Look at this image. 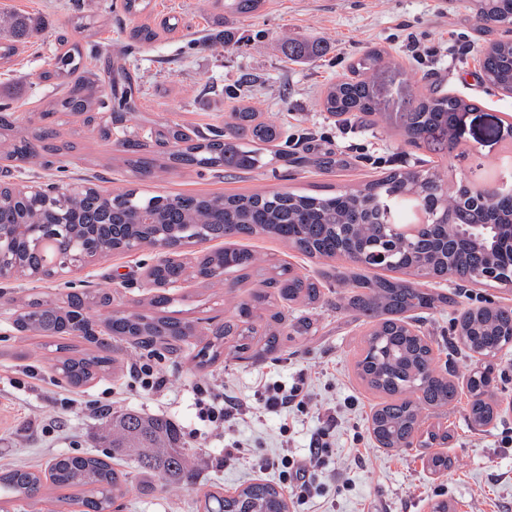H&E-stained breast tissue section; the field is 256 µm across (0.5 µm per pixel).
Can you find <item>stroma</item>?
Segmentation results:
<instances>
[{
	"instance_id": "obj_1",
	"label": "stroma",
	"mask_w": 512,
	"mask_h": 512,
	"mask_svg": "<svg viewBox=\"0 0 512 512\" xmlns=\"http://www.w3.org/2000/svg\"><path fill=\"white\" fill-rule=\"evenodd\" d=\"M0 11L28 15L41 29L12 64L0 66V107L8 106L14 119L10 138L27 135L34 113L60 93L42 74L61 35L80 43L87 55L126 67L140 98L138 114L108 139L83 116L57 114L59 139L72 143V150L49 170L17 165L0 153L2 182L87 179L105 193L135 188L172 196L273 190L321 194L421 163L438 167L452 183L479 181L497 170L512 144L501 134L512 123V96L482 82L477 48L485 37L464 0H267L252 18L217 14L210 0H151L149 10L135 17L123 13L121 0H0ZM81 16L95 20L94 37L77 28ZM168 16L178 19L176 30L160 32L148 45L132 44L133 26L155 25ZM285 32L320 36L323 56L312 63L290 61L280 47ZM371 46L401 63L411 87L476 100L477 110L461 118L454 150L435 155L405 144L395 131L346 122L324 111L326 86L342 78L351 59ZM242 86L264 118L288 133L289 153L311 157L333 151L350 160V167L327 172L313 165H279L234 174L177 167L145 179L126 168L117 145L126 132L144 136L168 118L203 131L223 126L239 103ZM237 244L305 273L326 267L325 261L269 237L241 238ZM155 260L152 250L142 249L108 256L64 279H22L0 287V466L43 468L59 453L99 452L97 434L108 413L134 409L178 426L196 478L194 484L160 492L142 481L131 459H123L130 485L121 512H200L205 491L262 480L278 484L277 470L255 469V461L276 459L284 449L305 456L324 429L330 432L331 446L312 473L317 492L305 502L289 498L290 512H432L439 500L451 503L454 512H512V365L504 366L497 382L503 409L491 424L473 429L459 406L444 418L450 433L443 447L452 462L448 470H429L417 448L378 447L368 431V417L379 397L353 371L364 327L343 311V288H332L324 302L309 307L315 335L282 339L276 358L241 361L228 351L201 370L192 360L193 347L172 351L160 344L148 352L122 342L120 374L103 375L79 389L58 383L55 340L28 337L14 328L22 302L32 293L55 298L103 289L111 293L113 308H131L152 296L141 277ZM257 286V280L229 276L216 287L192 279L172 292L168 313L196 324L210 317L223 323L231 315V300L247 298ZM458 292L457 308L432 314L424 333L439 336L457 310L485 300L512 306V292L495 284H463ZM144 362L165 377L162 391L144 392L131 378L132 367ZM302 375L311 383L305 409L285 414L259 409L260 382L290 386ZM199 386L253 405L254 412L225 423L222 432H199ZM328 413L334 423H326ZM234 442L241 446L240 458L225 461L224 448Z\"/></svg>"
}]
</instances>
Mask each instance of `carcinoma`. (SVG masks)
I'll list each match as a JSON object with an SVG mask.
<instances>
[{
	"mask_svg": "<svg viewBox=\"0 0 512 512\" xmlns=\"http://www.w3.org/2000/svg\"><path fill=\"white\" fill-rule=\"evenodd\" d=\"M469 8L486 30L512 27V0H467ZM265 0H212L220 13L250 17L259 13ZM32 29V21L18 15H0V65L18 53L19 39ZM158 36L156 28L140 25L132 29L133 43L146 45ZM316 52L313 40L291 41L290 54L309 59ZM483 82L512 95V39H499L481 49ZM350 77L330 86L323 98L324 109L334 116L348 115L356 122L374 119L383 128L395 130L405 143L424 146L435 153L448 151L453 129L462 112L476 105L457 96L432 91L406 92L393 103L390 88L403 85L397 61L379 48L362 51L349 65ZM43 78L64 86L60 98L41 112V121L54 123L61 112L78 113L92 124L96 113L111 110L112 123L121 124L138 112V89L122 70L108 72L109 89L99 75L86 70L77 44L54 58ZM156 144L163 148L167 163L156 164L144 144L126 139L122 148L130 171L140 177L155 169L194 167L208 171L250 172L279 162H291L286 150L267 151L281 133L273 122L259 120L249 104H241L224 122V134L206 136L179 123H164L156 130ZM7 155L24 162L38 157L30 141L22 137L9 145ZM478 192L462 182L448 185L447 176L436 168L391 170L384 176L357 187L326 195L272 191L249 195L143 196L134 189L105 195L74 193L51 203L32 198L4 196L0 224L15 225L16 249L10 254L23 271L47 267L40 248H27L29 225L57 223L75 218L81 224L145 225V235L161 234L172 241H189L202 231L211 240L266 235L302 254L340 264L316 277L301 274L285 263H272L246 248L220 249L198 259L194 270L182 264L156 266L151 274L164 280L184 275L211 286V271L260 278L261 287L232 308V320L209 335H198L195 326L164 314L169 298L153 296L148 308L113 310L103 320L109 338L130 342L136 348L160 342L171 349L193 338L201 347L196 366L204 369L224 355V338L235 340L234 353L243 360H259L279 349V337L291 329L294 337L307 338L316 332L306 316L288 319L278 302L316 304L323 299L328 281L349 289L342 309L367 325L361 338V354L355 374L369 390L384 395L371 415L370 430L382 448L408 449L414 444L428 450V463L436 471L448 469V457L432 448L448 442V431L430 428L419 435L424 418L431 412L451 409L458 403V385L450 379L454 361L463 352L471 361L466 380L467 418L473 425L487 426L497 413L493 390L498 376V354L512 337V307L488 301L466 309L453 319L446 343L433 349V341L412 325L423 314L456 304L451 294L436 292L427 283L455 279L461 282L488 281L484 272L512 265V250L502 243L512 230V196L486 206ZM421 206L424 226L411 238L393 232L390 224L402 220L400 204ZM483 228L461 239V226ZM389 253L385 269L403 271L410 278L369 274L374 268L370 255ZM110 293L87 290L64 298L33 297L16 318L17 330L41 337H60L69 329L79 330L94 344L95 352H82L57 364L56 369L71 386L93 381L100 373L121 368L104 353L108 342L87 335L92 324L89 311L111 306ZM446 354L444 368L437 369L436 353ZM102 439L112 451L102 455L62 454L54 457L46 471L0 469V504L28 500L48 483L55 488H77L83 512H112L129 483L128 473L117 469L126 456L135 458L138 473L156 487L193 481L192 461L180 450L170 422L163 417H146L136 412L112 416ZM203 512H289L284 492L268 483H253L232 496L205 495Z\"/></svg>",
	"mask_w": 512,
	"mask_h": 512,
	"instance_id": "carcinoma-1",
	"label": "carcinoma"
}]
</instances>
